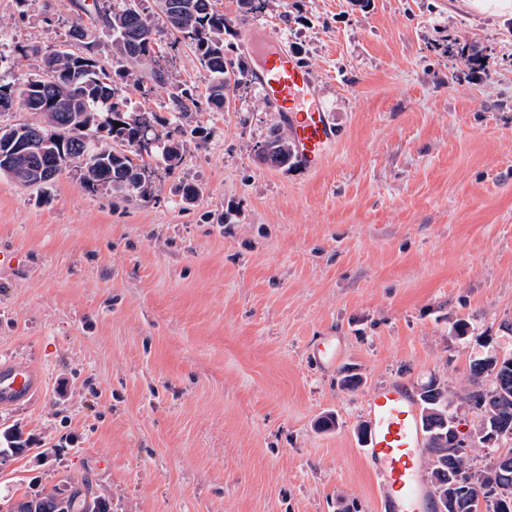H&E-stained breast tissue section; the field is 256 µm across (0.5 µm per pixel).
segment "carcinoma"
<instances>
[{
  "instance_id": "1",
  "label": "carcinoma",
  "mask_w": 512,
  "mask_h": 512,
  "mask_svg": "<svg viewBox=\"0 0 512 512\" xmlns=\"http://www.w3.org/2000/svg\"><path fill=\"white\" fill-rule=\"evenodd\" d=\"M142 0H120L106 5L93 0L85 9L86 17L73 21L71 33L80 32L83 39L43 54L42 71L23 81L4 82L0 79V112L19 105L28 112L43 117L36 124L0 126V175L25 187L48 189L63 167L72 161L83 165L84 181L92 191L109 189L113 194L128 198L145 192L146 173L151 153H143L137 145L144 129H149L152 149H159L174 170L181 161L183 139L195 138L200 126H188L181 118L190 112H222L228 107L227 90L247 84L251 69L237 46L224 38L231 22L219 6V0H168L173 18L161 13L163 26L174 37L173 44L190 48L208 73L204 91L193 86L171 96L168 112L174 121L165 124L166 132L156 130L158 119L143 112L128 115L119 81L135 75L153 89L169 84L167 67L156 55L157 35L161 30L147 20L141 10ZM112 34V56L118 67L110 75L99 64L98 32ZM111 140L104 144L89 135L90 130ZM44 135V151L36 158L16 154L10 144L33 133ZM264 160L285 168L293 163L290 137L279 127L271 129L262 152ZM37 164L49 176L35 181L28 173ZM486 352L471 360L469 384L456 390L442 378L432 377L421 385L417 401L421 407L423 431L426 436L424 453L429 461L431 486L445 487L460 506L468 498L471 486L485 489L486 512H512V466L501 464V455L512 454V448H494L493 455L481 464L474 462L473 452L485 446L476 440L468 451H456L438 445L435 435L446 433L444 423L454 414L462 400L471 392L483 388L498 391L491 404L475 415L477 425L495 427L508 423L507 433L497 441H512V361H503L496 374L487 370ZM30 451V440L13 427L0 430V454L19 456ZM7 512H111L109 501L92 491L89 477L77 480L69 477L63 483L10 503Z\"/></svg>"
}]
</instances>
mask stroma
<instances>
[{
	"mask_svg": "<svg viewBox=\"0 0 512 512\" xmlns=\"http://www.w3.org/2000/svg\"><path fill=\"white\" fill-rule=\"evenodd\" d=\"M74 17L73 0H0V75L40 73L31 46L69 41ZM250 24L316 76L338 133L317 171L260 160L276 118L247 84L192 115L206 136L175 170L155 155L145 196L89 191L75 162L43 193L0 177V364L41 377L0 407L33 439L0 462V496L86 475L112 512H373L366 394L460 389L484 339L512 347V17L266 0ZM162 54L175 82L122 81L128 110L164 119L179 84L204 86L186 46ZM322 336L343 342L329 372Z\"/></svg>",
	"mask_w": 512,
	"mask_h": 512,
	"instance_id": "stroma-1",
	"label": "stroma"
}]
</instances>
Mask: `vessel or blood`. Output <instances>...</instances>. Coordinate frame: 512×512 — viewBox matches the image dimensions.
<instances>
[{
	"label": "vessel or blood",
	"mask_w": 512,
	"mask_h": 512,
	"mask_svg": "<svg viewBox=\"0 0 512 512\" xmlns=\"http://www.w3.org/2000/svg\"><path fill=\"white\" fill-rule=\"evenodd\" d=\"M265 46L268 63L254 72L252 82L287 124L301 167L314 171L335 141V128L314 96L313 73L285 51L281 34L267 32ZM342 356L336 337H326L317 346L316 359L323 369H335ZM38 383L28 364L1 365L0 404L28 400ZM363 408L370 421L364 454L377 483L376 512H436L435 497L420 469L425 437L410 385L397 380L373 389Z\"/></svg>",
	"instance_id": "1"
}]
</instances>
